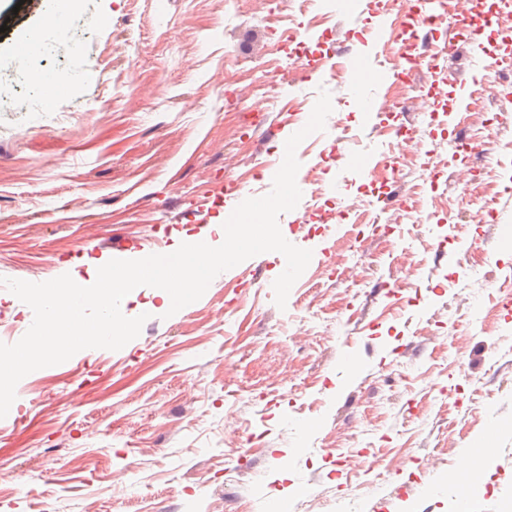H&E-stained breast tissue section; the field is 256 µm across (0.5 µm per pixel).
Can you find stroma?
<instances>
[{
    "mask_svg": "<svg viewBox=\"0 0 512 512\" xmlns=\"http://www.w3.org/2000/svg\"><path fill=\"white\" fill-rule=\"evenodd\" d=\"M64 11L54 25L48 0H0V95L25 105L0 116V277L81 283L106 241L135 260L153 242L165 254L212 234L270 192L319 89L333 111L297 147L302 198L278 218L313 252L286 306L274 302L276 252L220 273L174 314L156 288L130 292L121 310L144 316L137 338L19 381L0 418V512H512V103L487 101L459 125L360 107L398 80L414 95L442 88L436 109H454L462 89L498 80V33L476 51L456 24L438 25L415 55L450 39L456 58L398 74L396 30L374 37L378 0L289 5L312 57L346 65L333 79L295 64L265 0H67ZM80 39L89 50L58 59ZM31 42L35 64L70 74L49 112L10 65ZM393 126L418 127L424 152H400ZM476 134L480 193L446 149ZM383 155L399 179L380 200L369 171ZM352 197L384 218L404 201L419 220L359 235L329 213ZM481 445L492 453L471 494L450 478Z\"/></svg>",
    "mask_w": 512,
    "mask_h": 512,
    "instance_id": "1",
    "label": "stroma"
}]
</instances>
